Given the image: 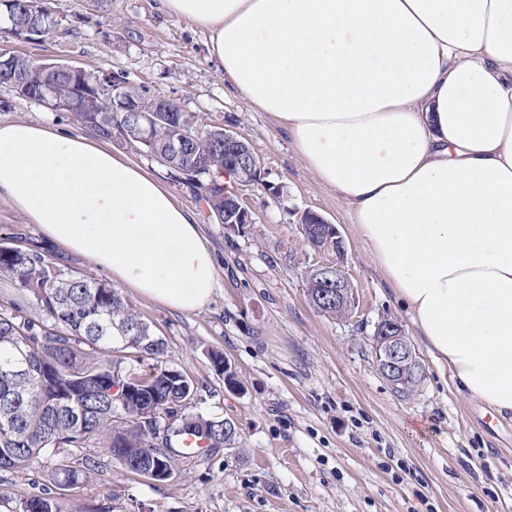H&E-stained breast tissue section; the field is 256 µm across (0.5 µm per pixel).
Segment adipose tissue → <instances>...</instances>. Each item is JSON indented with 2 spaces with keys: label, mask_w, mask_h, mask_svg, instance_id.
Returning a JSON list of instances; mask_svg holds the SVG:
<instances>
[{
  "label": "adipose tissue",
  "mask_w": 512,
  "mask_h": 512,
  "mask_svg": "<svg viewBox=\"0 0 512 512\" xmlns=\"http://www.w3.org/2000/svg\"><path fill=\"white\" fill-rule=\"evenodd\" d=\"M354 215L457 391L512 412V0H162ZM54 243L191 313L218 287L197 217L125 156L0 122V196Z\"/></svg>",
  "instance_id": "1"
}]
</instances>
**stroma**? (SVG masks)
<instances>
[{
    "label": "stroma",
    "instance_id": "1",
    "mask_svg": "<svg viewBox=\"0 0 512 512\" xmlns=\"http://www.w3.org/2000/svg\"><path fill=\"white\" fill-rule=\"evenodd\" d=\"M51 7L60 25L49 40L0 31V50L121 74L201 123L237 132L263 169L240 189L253 223L233 228L212 220L195 193L145 151L116 147L198 216L217 259L218 288L192 313L65 252L0 197V237L41 243L65 255V272L109 282L163 339L168 364L197 383L183 416L238 425L231 446L173 455L172 476L163 481L129 472L98 447L65 449L70 465L92 466L69 495L77 512H512V416L486 423L488 408L456 393L374 265L346 204L308 169L279 119L232 88L208 55L207 33L165 13L161 0H51ZM13 120L78 130L67 113L2 86L0 121ZM306 210L335 224L344 239L358 301L350 317L323 315L308 300L306 273L325 257L305 239L299 217ZM385 315L402 323L424 368L406 395L382 377L370 346ZM212 351L232 365L239 390L225 388L208 359ZM54 466L0 470V512H16L18 494L47 483Z\"/></svg>",
    "mask_w": 512,
    "mask_h": 512
}]
</instances>
